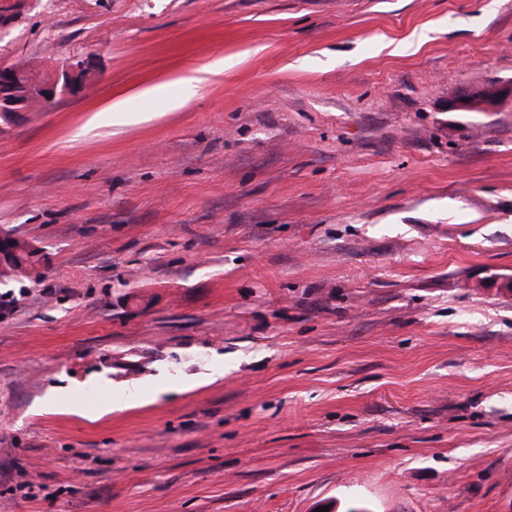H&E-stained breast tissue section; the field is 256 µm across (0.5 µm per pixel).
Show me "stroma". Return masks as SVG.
<instances>
[{"label": "stroma", "instance_id": "35a3bbf8", "mask_svg": "<svg viewBox=\"0 0 512 512\" xmlns=\"http://www.w3.org/2000/svg\"><path fill=\"white\" fill-rule=\"evenodd\" d=\"M76 55L0 136V230L44 254L0 279V512H512V96L448 107L512 85V0H23L0 33ZM501 92L497 88L472 91L450 102V108L464 112H491ZM466 99V102H463Z\"/></svg>", "mask_w": 512, "mask_h": 512}]
</instances>
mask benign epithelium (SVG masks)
Segmentation results:
<instances>
[{
  "label": "benign epithelium",
  "instance_id": "benign-epithelium-1",
  "mask_svg": "<svg viewBox=\"0 0 512 512\" xmlns=\"http://www.w3.org/2000/svg\"><path fill=\"white\" fill-rule=\"evenodd\" d=\"M91 68L86 59L75 58L65 64L51 65L40 73L16 63H0V119L14 126L27 112L47 111L64 99L83 90ZM500 94L497 88L472 91L450 102V108L464 112H490ZM14 237L0 233V270L24 272L15 264L18 252Z\"/></svg>",
  "mask_w": 512,
  "mask_h": 512
}]
</instances>
